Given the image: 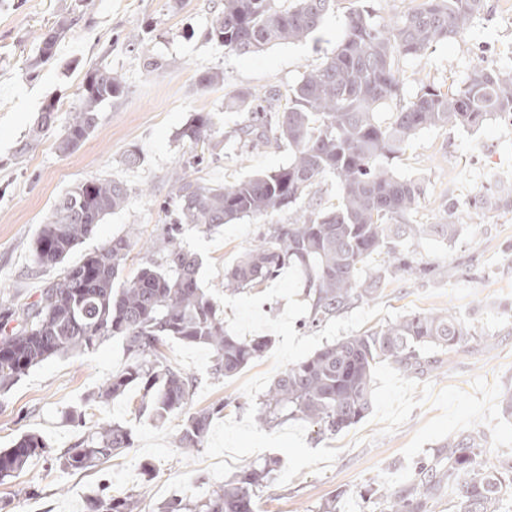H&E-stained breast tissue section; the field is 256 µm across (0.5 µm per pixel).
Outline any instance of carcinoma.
<instances>
[{"instance_id": "carcinoma-1", "label": "carcinoma", "mask_w": 512, "mask_h": 512, "mask_svg": "<svg viewBox=\"0 0 512 512\" xmlns=\"http://www.w3.org/2000/svg\"><path fill=\"white\" fill-rule=\"evenodd\" d=\"M335 0H224L212 18L208 38L235 56L257 54L268 46L314 38ZM484 0H421L394 25L375 22L362 7L351 9L336 49L294 86L269 89L258 96L238 92L224 98V109L249 114L239 129L241 147L284 143L288 164L231 184L211 185L195 177L215 157L218 142L212 116L196 112L178 136L191 155L172 176L170 200L177 221L163 227L164 256L127 281L119 279L131 239L112 238L100 250L40 291L39 299L0 304V391L30 369L62 354L94 349L110 336L125 341L131 362L108 377L96 399L105 403L137 385L138 411L155 420L188 404L195 379L173 367L161 351L169 339L212 351L211 374L228 378L260 358L272 345L267 336L239 337L224 332L215 299L199 285L201 259L176 247L181 226L208 230L244 217H269L286 207L304 206L302 220L272 224L227 270V287L255 288L288 265L307 275L310 316L317 326L352 305L372 298L387 277L414 274L432 280L445 274L440 265H420L405 243L435 239L452 242L463 232L457 204L443 224H414L423 188L396 176L394 159L419 131L432 127L479 128L492 117L512 122V71L475 66L463 84L447 90L421 87L381 124L376 113L401 96L396 62L418 57L432 44L465 32ZM63 16L40 35L32 68L49 61L58 39L75 24ZM125 86L112 71L86 72L79 105L70 115L58 148L76 150L95 129L100 106L121 96ZM56 101L48 100L31 130L36 140L56 122ZM336 181L339 203L316 199L321 179ZM127 186L112 179L80 182L54 204L34 252L41 266L63 262L103 219L123 208ZM381 264L366 278L361 269ZM470 336L461 315L419 312L378 329L345 336L288 365L269 387L257 420L281 423L299 418L320 435H335L358 423L372 407L374 372L389 362L408 374H422L458 351ZM220 403L186 419L178 438L187 454L201 446ZM132 430L119 422L97 425L80 443L56 458L58 467L80 472L107 462L132 446ZM45 439L28 432L0 449V481L18 476L47 453ZM483 438L460 434L439 446L431 458L414 462V479L385 495L382 512H429L428 504L443 483L455 487L459 512H501L512 490V467L482 459ZM279 461L269 459L237 472L224 485L196 499L171 498L158 512H256L259 493L268 487ZM91 512H138L131 495L97 498Z\"/></svg>"}]
</instances>
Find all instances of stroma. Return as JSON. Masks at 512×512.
Segmentation results:
<instances>
[{"label":"stroma","mask_w":512,"mask_h":512,"mask_svg":"<svg viewBox=\"0 0 512 512\" xmlns=\"http://www.w3.org/2000/svg\"><path fill=\"white\" fill-rule=\"evenodd\" d=\"M352 1L336 0L317 39L228 56L207 37L222 0H88L84 7L78 0H0V303L36 301L65 266L115 236H134L122 279L155 260L149 244L175 218L161 205L171 194L172 174L189 154L177 132L194 113L213 115L219 141L220 157L201 172L203 181L234 183L286 165L287 145L240 147L236 132L247 115L225 111L224 99L241 89L260 94L297 83L335 48ZM66 15L77 17V24L59 40L54 58L30 71L39 36ZM147 54L161 59L163 69L147 72ZM476 65L512 70V0H484L464 34L419 57L400 59L398 70L409 98L424 85L459 84ZM102 67L119 76L128 91L102 106L97 127L81 146L60 153L53 132L31 140L43 104L55 100L57 121L65 123L86 72ZM208 69L223 71V84L200 86L198 75ZM132 148L139 150L140 161L130 168L124 157ZM490 163L512 169L511 124L492 119L476 132L421 130L391 168L422 184L415 222L440 224L448 201L485 192L482 171ZM96 178L125 183L126 206L107 216L64 264L38 265L34 241L55 201ZM300 214L293 206L268 220L243 218L210 231L184 226L176 245L200 257V284L217 300L225 330L273 339L261 358L219 379L211 374L207 349L168 340L164 355L197 381L185 409L161 421L139 415L136 390L104 404L93 402L104 380L129 361L118 337L78 356L52 357L0 395V448L27 432L40 434L49 445L45 457L0 483V512H88L89 499L107 492L132 494L140 512H156L164 500L199 496L273 456L281 467L261 494L257 512H319L335 494L340 512H380L379 499H366L364 490L407 483L414 460L433 454L448 437L471 431L486 441L485 460L512 464V419L500 412L504 394L512 392V207L461 213L465 230L458 241L412 243L419 263L446 266L447 276L388 279L373 299L312 330L303 326L310 300L299 268H284L276 280L240 292L224 286L226 269L267 223L288 224ZM448 309L465 318L473 338L424 375L379 364L372 407L354 426L320 436L299 419L273 426L257 421L265 393L289 364L341 337L415 312ZM220 403L225 410L212 419L201 447L185 456L178 446L184 418ZM80 405L86 415L78 425L67 414ZM102 420L130 427L132 447L95 468L59 469L57 456Z\"/></svg>","instance_id":"35a3bbf8"}]
</instances>
